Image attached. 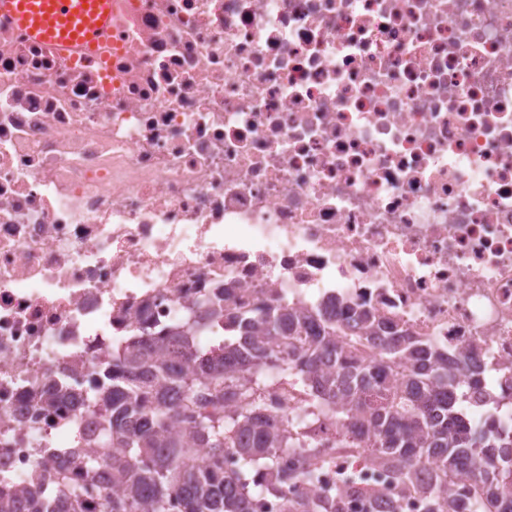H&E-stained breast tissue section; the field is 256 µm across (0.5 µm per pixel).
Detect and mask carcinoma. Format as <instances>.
I'll use <instances>...</instances> for the list:
<instances>
[{"label":"carcinoma","mask_w":512,"mask_h":512,"mask_svg":"<svg viewBox=\"0 0 512 512\" xmlns=\"http://www.w3.org/2000/svg\"><path fill=\"white\" fill-rule=\"evenodd\" d=\"M226 286L197 316L169 327L147 343L124 342L112 390L94 401L112 407L89 470L108 467L121 494L102 512H255V499L283 495L288 485L315 484L328 464L311 426L340 424L342 448H366L375 465L405 462L398 483L413 486L431 466L430 512H512V418L493 414L470 430L461 418L468 401L456 386L459 364L432 353L422 339L384 324L390 335L380 352L344 345L335 318L288 304L279 294L258 307L234 308ZM208 329L222 337L219 353L198 349L194 336ZM411 365L397 382L395 367ZM311 392L304 416L286 424L270 413L263 392L274 379ZM209 409L191 421L196 447L184 446L173 426L197 403ZM289 448L299 449L291 461ZM236 477L224 470V454ZM85 489L33 495L32 512H80ZM342 493L287 504L285 512H346Z\"/></svg>","instance_id":"carcinoma-1"}]
</instances>
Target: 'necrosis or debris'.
Segmentation results:
<instances>
[{
	"label": "necrosis or debris",
	"instance_id": "1",
	"mask_svg": "<svg viewBox=\"0 0 512 512\" xmlns=\"http://www.w3.org/2000/svg\"><path fill=\"white\" fill-rule=\"evenodd\" d=\"M96 52L0 19V481L29 512L76 461L112 352L230 283L380 321L486 376L464 419L512 414V0H113ZM313 495L426 512L319 435Z\"/></svg>",
	"mask_w": 512,
	"mask_h": 512
}]
</instances>
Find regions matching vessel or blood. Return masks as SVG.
Instances as JSON below:
<instances>
[{"label": "vessel or blood", "mask_w": 512, "mask_h": 512, "mask_svg": "<svg viewBox=\"0 0 512 512\" xmlns=\"http://www.w3.org/2000/svg\"><path fill=\"white\" fill-rule=\"evenodd\" d=\"M0 17L37 39L93 48L112 31V0H0Z\"/></svg>", "instance_id": "b4317fda"}]
</instances>
